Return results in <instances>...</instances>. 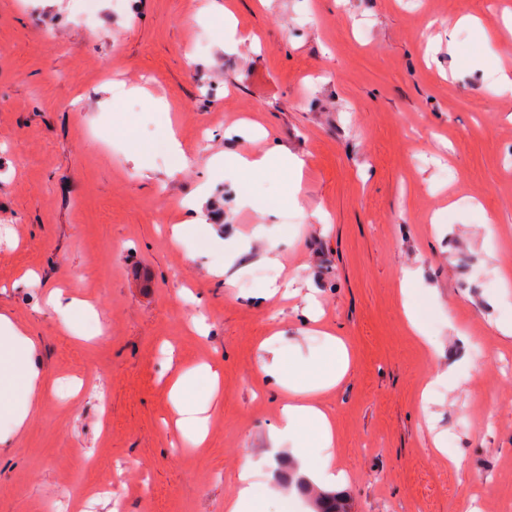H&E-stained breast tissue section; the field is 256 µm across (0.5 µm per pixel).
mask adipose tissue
I'll return each mask as SVG.
<instances>
[{"label": "adipose tissue", "instance_id": "ef3b65f1", "mask_svg": "<svg viewBox=\"0 0 512 512\" xmlns=\"http://www.w3.org/2000/svg\"><path fill=\"white\" fill-rule=\"evenodd\" d=\"M36 345L25 326L0 313V447H10L14 437L30 430L47 390V379L35 360ZM350 357L343 340L326 335L325 351L318 364L300 368L276 356L260 361L254 376L275 381L285 390L280 407L276 442L293 441L292 455L309 481L329 488L343 487L346 474L334 463L336 428L319 401L349 369ZM219 374L210 365L175 372L170 395L176 410L175 427L192 433L203 443L216 411L213 398ZM256 473L249 455L236 463L235 491L225 503L226 512H256Z\"/></svg>", "mask_w": 512, "mask_h": 512}]
</instances>
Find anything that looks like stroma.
<instances>
[{
	"label": "stroma",
	"instance_id": "1",
	"mask_svg": "<svg viewBox=\"0 0 512 512\" xmlns=\"http://www.w3.org/2000/svg\"><path fill=\"white\" fill-rule=\"evenodd\" d=\"M508 8L0 0V312L28 326L49 378L37 424L0 453V512H113L105 484L125 512H225L243 452L261 512H314L279 476L295 459L272 451L281 390L253 371L272 348L311 363L327 332L350 353L324 397L350 512H512V338L496 331L512 307V93L493 74L512 55L443 26L473 15L499 27ZM169 120L187 166L169 161ZM273 147L307 160L301 184L211 164ZM203 183L207 221L174 245L176 203ZM489 220L508 237L489 241ZM283 266L296 272L289 297L264 298ZM408 272L436 348L408 328ZM53 288L94 316L66 328ZM204 363L221 375L219 409L203 444L187 433L179 448L170 377ZM449 367L430 429L421 391ZM437 431L460 469L434 462Z\"/></svg>",
	"mask_w": 512,
	"mask_h": 512
}]
</instances>
